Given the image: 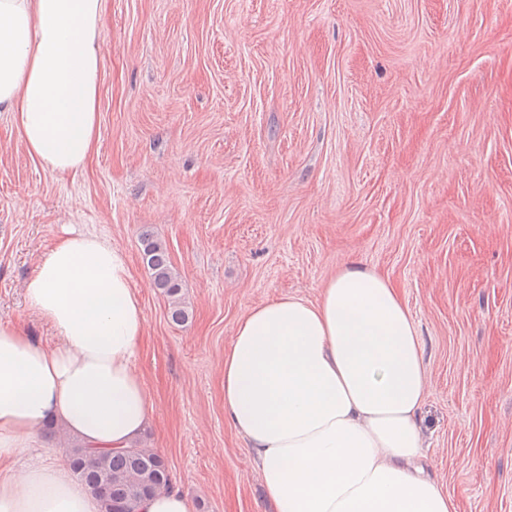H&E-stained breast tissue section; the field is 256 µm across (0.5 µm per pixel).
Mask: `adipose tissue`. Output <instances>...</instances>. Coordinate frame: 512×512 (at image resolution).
Here are the masks:
<instances>
[{"instance_id":"1","label":"adipose tissue","mask_w":512,"mask_h":512,"mask_svg":"<svg viewBox=\"0 0 512 512\" xmlns=\"http://www.w3.org/2000/svg\"><path fill=\"white\" fill-rule=\"evenodd\" d=\"M106 0H0V109L47 170L84 171L99 137ZM55 343L0 323V512H100L39 428L128 448L154 405L134 362L146 318L124 251L65 230L26 284ZM429 394L423 342L388 277L340 268L310 302L253 306L224 353V418L245 441L272 512H457L420 466Z\"/></svg>"}]
</instances>
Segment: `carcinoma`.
<instances>
[{"instance_id":"carcinoma-1","label":"carcinoma","mask_w":512,"mask_h":512,"mask_svg":"<svg viewBox=\"0 0 512 512\" xmlns=\"http://www.w3.org/2000/svg\"><path fill=\"white\" fill-rule=\"evenodd\" d=\"M140 244L153 283L168 300L171 321L185 322L187 305L167 246L150 233L142 236ZM68 458L72 474L99 499L101 512H136L143 497L172 485L166 459L141 440L115 452L92 451L73 442Z\"/></svg>"}]
</instances>
